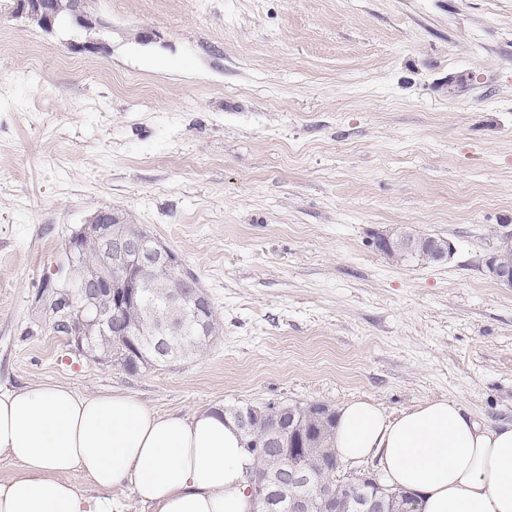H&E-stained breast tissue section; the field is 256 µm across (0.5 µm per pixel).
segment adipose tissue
Listing matches in <instances>:
<instances>
[{
  "label": "adipose tissue",
  "instance_id": "obj_1",
  "mask_svg": "<svg viewBox=\"0 0 512 512\" xmlns=\"http://www.w3.org/2000/svg\"><path fill=\"white\" fill-rule=\"evenodd\" d=\"M220 409L163 414L122 393L59 383L0 390V512H127L125 487L149 512H255L253 461ZM334 448L377 462L414 494L416 512H512V423H479L434 400L388 416L369 399L337 414Z\"/></svg>",
  "mask_w": 512,
  "mask_h": 512
}]
</instances>
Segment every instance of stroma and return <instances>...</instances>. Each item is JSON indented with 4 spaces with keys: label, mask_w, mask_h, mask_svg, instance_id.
<instances>
[{
    "label": "stroma",
    "mask_w": 512,
    "mask_h": 512,
    "mask_svg": "<svg viewBox=\"0 0 512 512\" xmlns=\"http://www.w3.org/2000/svg\"><path fill=\"white\" fill-rule=\"evenodd\" d=\"M104 53L0 9V388L124 391L160 412L355 398L512 422V0H95ZM142 224L218 334L131 374L56 331L95 212ZM451 240L393 261L378 233ZM106 24L99 20L96 25V31L100 34L99 37H91L80 41L70 42V49L76 53H102L105 52L107 47L106 40L103 38V33L106 29ZM488 275L504 288H512V232L496 233L485 260Z\"/></svg>",
    "instance_id": "1"
}]
</instances>
